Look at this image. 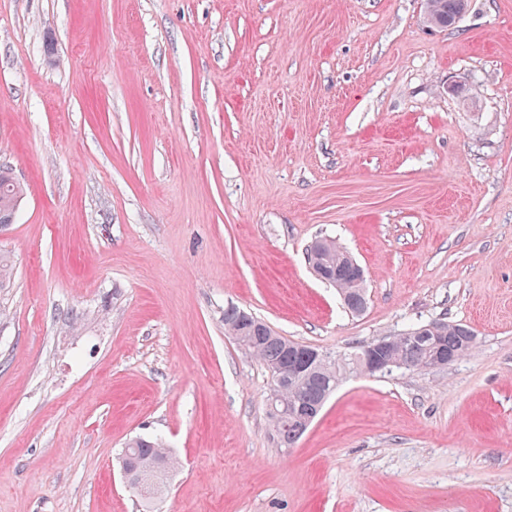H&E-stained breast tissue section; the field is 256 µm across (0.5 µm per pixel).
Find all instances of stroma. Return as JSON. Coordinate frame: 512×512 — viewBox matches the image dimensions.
I'll list each match as a JSON object with an SVG mask.
<instances>
[{
    "label": "stroma",
    "mask_w": 512,
    "mask_h": 512,
    "mask_svg": "<svg viewBox=\"0 0 512 512\" xmlns=\"http://www.w3.org/2000/svg\"><path fill=\"white\" fill-rule=\"evenodd\" d=\"M0 165V512H512V0H0ZM228 305L332 355L476 342L348 377L284 450ZM138 436L178 461L149 503ZM467 4L468 0H426L427 23L438 28L452 27ZM27 194V187L16 181L8 169L0 167V224L11 223ZM324 248L314 260L326 270L327 279L323 280L336 288H340L344 295L342 297L348 305L345 306L352 314L362 313L367 305L366 289L364 282L362 285L361 279L363 272L361 268L353 261L357 269L358 279L360 283L356 282L355 272L350 265L347 251H344L333 240L323 239ZM339 293H342L338 290ZM347 297V298H346ZM431 325L440 328L438 335L428 328ZM473 336H475L474 332L461 323H418L404 333L392 336L393 346L390 356L400 361H391L388 358L389 342L384 337H379L365 346L363 374L374 376L377 373L390 371L393 366L409 367L411 365L410 369L427 370L438 349L458 360L472 349Z\"/></svg>",
    "instance_id": "35a3bbf8"
}]
</instances>
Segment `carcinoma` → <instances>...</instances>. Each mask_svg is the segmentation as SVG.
I'll use <instances>...</instances> for the list:
<instances>
[{
  "label": "carcinoma",
  "instance_id": "obj_1",
  "mask_svg": "<svg viewBox=\"0 0 512 512\" xmlns=\"http://www.w3.org/2000/svg\"><path fill=\"white\" fill-rule=\"evenodd\" d=\"M468 0H426L427 23L448 28L457 23ZM27 194V187L16 181L11 172L0 167V224L12 222ZM315 261L326 270V282L340 288L348 299L347 309L362 313L367 305L364 285L356 282L347 252L333 240H324V248ZM431 323L422 322L393 336L390 356L425 370L436 351L457 359L473 347L474 332L464 324L436 323L438 333L429 329ZM224 329L250 355L259 359L266 369H280L288 376L275 401V409L268 412L280 447L293 448L308 430L304 418L311 406L327 400L340 383L361 371L362 352L327 356L326 360L310 366L299 374L294 370L305 364L304 344L278 334L268 324L236 306L224 307ZM124 453L130 466V479L151 486V500L162 495L165 480L176 467V460L160 438L135 437L127 442Z\"/></svg>",
  "mask_w": 512,
  "mask_h": 512
}]
</instances>
